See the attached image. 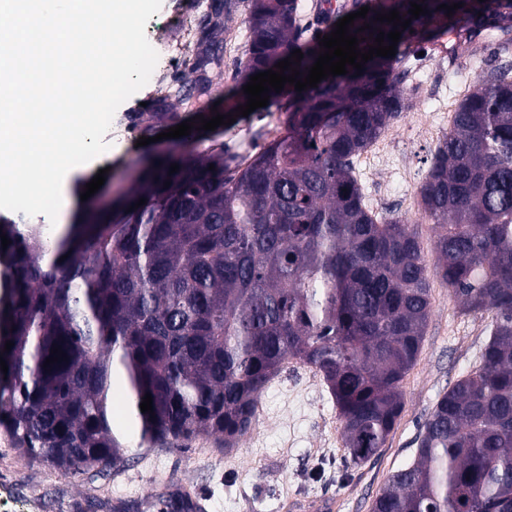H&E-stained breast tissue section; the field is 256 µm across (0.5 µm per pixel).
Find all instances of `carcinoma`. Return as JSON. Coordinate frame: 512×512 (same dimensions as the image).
I'll return each mask as SVG.
<instances>
[{
    "mask_svg": "<svg viewBox=\"0 0 512 512\" xmlns=\"http://www.w3.org/2000/svg\"><path fill=\"white\" fill-rule=\"evenodd\" d=\"M412 1L428 13L411 18ZM446 3L378 0L350 33L369 48V34L393 30L374 17L395 9L411 20L395 55L367 61L359 76L348 65L315 88L270 91L288 97L283 131L247 162L222 143L202 155L149 157L105 214L61 233L0 217L11 241L0 248V430L16 448L61 471L121 459L118 383L139 445L182 451L220 434L233 448L294 359L322 375L351 461H368L403 412L402 382L422 348L436 277L462 311L492 314L489 337L371 512H512V64L460 95L420 187L434 265L413 225L374 216L353 167L408 107L398 65L423 21L447 15L437 9ZM241 7L247 31L232 108L246 104L251 76L293 50L303 53L302 78L323 53L305 39L298 0H214L188 63V96L210 94L209 74L224 58L213 34ZM366 22L372 29L358 31ZM171 105L156 97L153 111L128 116L130 126L166 123ZM58 345L67 360L43 367ZM147 393L151 414L140 409Z\"/></svg>",
    "mask_w": 512,
    "mask_h": 512,
    "instance_id": "carcinoma-1",
    "label": "carcinoma"
}]
</instances>
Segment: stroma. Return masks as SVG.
Returning a JSON list of instances; mask_svg holds the SVG:
<instances>
[{
    "instance_id": "stroma-1",
    "label": "stroma",
    "mask_w": 512,
    "mask_h": 512,
    "mask_svg": "<svg viewBox=\"0 0 512 512\" xmlns=\"http://www.w3.org/2000/svg\"><path fill=\"white\" fill-rule=\"evenodd\" d=\"M498 60L489 50L474 62L441 59L414 44L401 65L409 106L393 125L408 143L415 179L409 182L393 169L377 168L362 173L360 180L369 206H383L387 217L414 223L424 251L432 249L434 230L408 207L406 197L419 191L435 146L418 131L417 116H443L461 91L482 79ZM281 106V101L269 102L233 124L200 131L191 141L180 137L143 146L137 130L126 136L106 135L109 149L65 176L66 208L76 207L75 181L90 182L102 169L107 172L105 183L87 203L111 200L129 169L149 154L201 152L214 140L236 152L241 136L250 131L258 134L254 150H261L267 143L261 132L279 116ZM431 302L422 350L403 381L401 420L380 454L365 463L354 464L348 457L327 390L309 388L308 366L292 360L263 394L264 424L230 450L215 436L197 438L185 452L134 444L121 461L101 466L91 481L79 472L31 460L0 432V512H160L163 490L192 483L205 497L204 512H283L288 501L321 499L335 501V512H370L389 475L413 460L420 428L438 399L472 368L487 340L490 314H460L456 298L437 280Z\"/></svg>"
}]
</instances>
